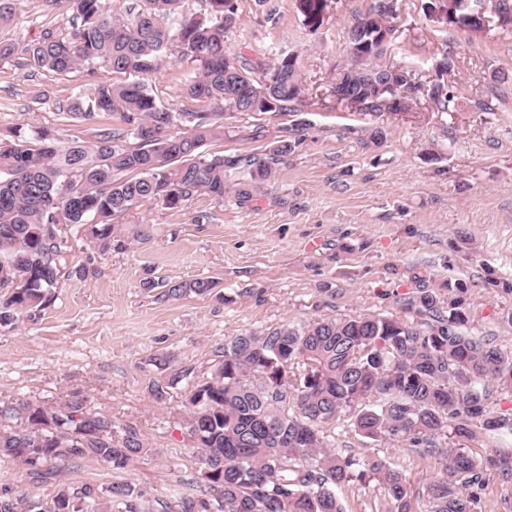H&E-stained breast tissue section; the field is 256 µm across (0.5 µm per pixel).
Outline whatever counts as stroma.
Here are the masks:
<instances>
[{
  "label": "stroma",
  "instance_id": "35a3bbf8",
  "mask_svg": "<svg viewBox=\"0 0 512 512\" xmlns=\"http://www.w3.org/2000/svg\"><path fill=\"white\" fill-rule=\"evenodd\" d=\"M423 2L397 0L385 63L411 66L425 82L444 47H453L448 82L462 96L508 73L494 111L444 115L418 104L408 112H359L339 104L328 90L347 62L344 29L371 0H327L326 20L314 32L303 27L294 0H237L230 51L269 65L281 51L297 52L307 92L294 112L225 119L223 140L204 150L259 154L293 123L302 125V140L259 200L202 195L176 209L144 205L118 223L151 225V240L101 257L74 241L47 306L0 328V407L79 400L117 427L136 428L149 453L117 476L101 461L63 460L43 485L21 460L0 459V485L45 496L59 483L118 477L154 500L204 496L182 373L205 378L215 350L240 333L360 313L420 323L423 315L404 310L406 298L420 288L459 289L468 333L512 350V26L448 29L425 17ZM14 12L0 25L1 42L36 38L68 17L66 5L49 10L44 0H14ZM194 68L185 58L161 60L147 79L157 102L175 112L195 109L180 93ZM89 89L82 69L60 75L0 60V134L47 126L60 142H93L98 128L119 126L118 117L91 124L60 111ZM376 128L386 133L378 145L370 140ZM82 264L85 275L72 276ZM198 277L219 281L218 295L174 300L148 286ZM160 355L170 359L166 368L154 364ZM156 383L164 397L154 394ZM319 436L336 453L400 471L416 512H430L428 488L441 474L436 459L363 438L346 413L323 424ZM337 495L344 512L388 510L384 488L373 481L345 484Z\"/></svg>",
  "mask_w": 512,
  "mask_h": 512
}]
</instances>
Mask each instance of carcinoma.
Instances as JSON below:
<instances>
[{
	"label": "carcinoma",
	"mask_w": 512,
	"mask_h": 512,
	"mask_svg": "<svg viewBox=\"0 0 512 512\" xmlns=\"http://www.w3.org/2000/svg\"><path fill=\"white\" fill-rule=\"evenodd\" d=\"M110 2L67 0V25L46 26L32 40L0 42V60L33 71L87 69L94 78L90 94L59 111L92 123L117 113L122 121L100 130L91 146H59L44 127H19L0 140V327L41 310L59 281L71 237L55 238L49 225L83 233L104 256L123 247L114 236L116 218L149 203L178 208L199 195L249 202L301 141L303 128L294 123L260 155L201 151L224 139V112H294L304 94L297 53L283 51L265 67L230 52L225 36L236 0H206L203 16L180 13L182 0H135L119 17ZM380 2L347 27L349 37L368 20L348 40V63L332 86L338 103L404 112V93L423 86L436 112L494 111L496 87L465 106L443 78L420 84L411 67L383 64L396 29ZM465 2L444 0L447 19L439 24L461 26ZM295 6L304 27H322L307 0ZM167 54L197 63L181 94L211 111L172 112L157 104L145 77ZM99 62L129 80H95ZM146 286L176 300L207 295L218 283L201 277ZM404 306L431 322L423 329L394 316L323 317L225 341L210 377L186 381L188 432L210 498L183 494L161 502V512H343L336 488L366 479L386 490L387 512H413L401 472L381 460L364 465L319 440V426L346 412L362 437L404 443L440 461L444 474L429 489L432 512H476L491 475L512 478V454L478 458L468 451L480 433L512 432V415L490 410L497 392L512 393V352L464 332L468 316L459 296L420 288ZM114 427L112 418L80 401L49 409L21 400L0 409V457L21 459L41 482L55 461L69 458L124 470L150 449L135 428L115 439ZM0 512H153V505L124 482L60 485L46 496L0 486Z\"/></svg>",
	"instance_id": "cac0c4a2"
}]
</instances>
